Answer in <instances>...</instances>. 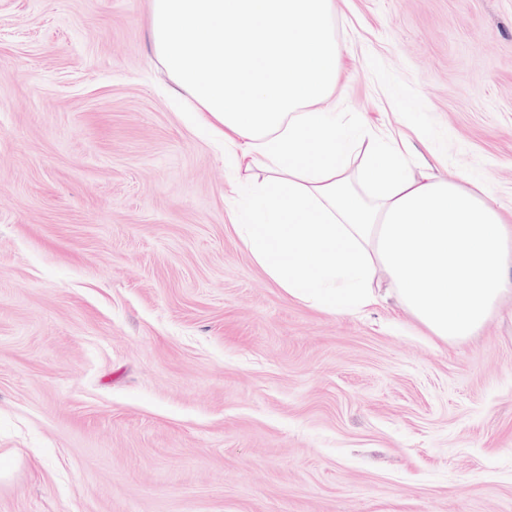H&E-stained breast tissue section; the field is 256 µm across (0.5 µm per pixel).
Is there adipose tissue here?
Returning a JSON list of instances; mask_svg holds the SVG:
<instances>
[{"label":"adipose tissue","mask_w":512,"mask_h":512,"mask_svg":"<svg viewBox=\"0 0 512 512\" xmlns=\"http://www.w3.org/2000/svg\"><path fill=\"white\" fill-rule=\"evenodd\" d=\"M150 29L173 93L224 144L240 238L290 297L357 313L391 296L455 345L512 296V210L337 112L334 0H152Z\"/></svg>","instance_id":"1"}]
</instances>
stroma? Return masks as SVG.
I'll list each match as a JSON object with an SVG mask.
<instances>
[{"instance_id":"1","label":"stroma","mask_w":512,"mask_h":512,"mask_svg":"<svg viewBox=\"0 0 512 512\" xmlns=\"http://www.w3.org/2000/svg\"><path fill=\"white\" fill-rule=\"evenodd\" d=\"M151 0H0V512H512V304L434 344L236 232ZM350 120L512 208V0H336Z\"/></svg>"}]
</instances>
